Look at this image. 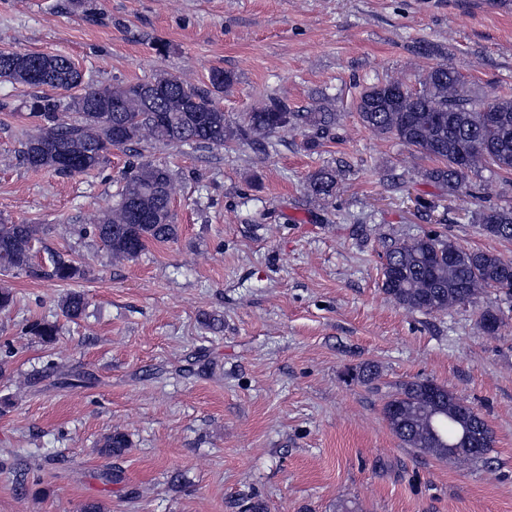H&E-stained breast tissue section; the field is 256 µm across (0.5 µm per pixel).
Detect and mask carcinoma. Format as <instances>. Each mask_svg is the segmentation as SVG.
<instances>
[{
  "label": "carcinoma",
  "instance_id": "obj_1",
  "mask_svg": "<svg viewBox=\"0 0 512 512\" xmlns=\"http://www.w3.org/2000/svg\"><path fill=\"white\" fill-rule=\"evenodd\" d=\"M0 81L31 87H49L79 94L65 102L39 96L30 102V117L37 133L22 142L21 158L30 168L73 176L107 162L113 148L143 141L195 148L222 146L231 140L262 143L286 127L305 128L312 148L332 134L336 114L318 107L295 112L288 101L272 97L231 122L218 107L212 91L231 86L234 76L216 69L212 89L205 90L167 73L154 86L141 81L103 85L69 58L39 52L0 50ZM420 90L400 94L405 84L394 78L360 88L356 112L369 128L394 137L434 163L423 177L440 185L448 195L469 196L479 204L478 222L484 234L512 241V208L481 204L470 176L494 167L512 174V99L478 98L466 88L458 72L438 62L419 82ZM75 112L69 121L65 113ZM334 169L321 168L306 182L308 198L321 202L336 192ZM172 171L144 156L135 155L125 177L119 201L102 211L82 231L98 238L115 261L137 258L151 243H170L179 237L171 210ZM37 229L32 224H0V270L24 271L69 284L86 276L85 268L60 252L51 254L50 270L32 264ZM382 290L409 311L446 314L472 303L490 290L512 299V259L480 250L463 249L437 234L406 240H383ZM59 308L77 319L87 301L80 291L60 297ZM505 325L501 310L486 308L476 320L479 332L494 336ZM31 331L46 343L59 335L50 321H35ZM384 417L407 448L461 467L486 460L494 435L486 420L445 385L428 378H413L395 385L384 405ZM106 457L121 456L129 448L122 432H111L100 445Z\"/></svg>",
  "mask_w": 512,
  "mask_h": 512
}]
</instances>
